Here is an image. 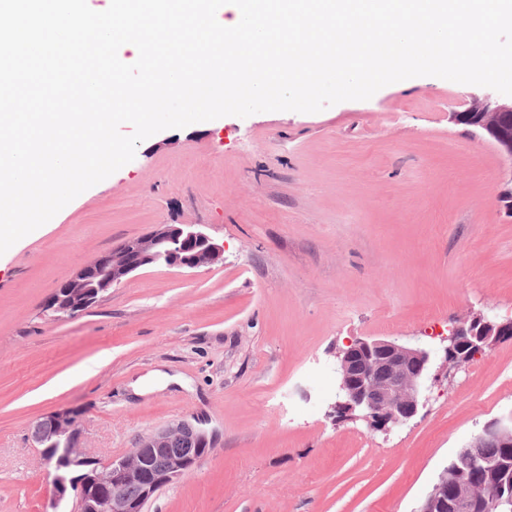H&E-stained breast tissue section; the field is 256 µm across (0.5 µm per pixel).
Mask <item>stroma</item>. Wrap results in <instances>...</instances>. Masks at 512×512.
I'll return each instance as SVG.
<instances>
[{
	"instance_id": "stroma-1",
	"label": "stroma",
	"mask_w": 512,
	"mask_h": 512,
	"mask_svg": "<svg viewBox=\"0 0 512 512\" xmlns=\"http://www.w3.org/2000/svg\"><path fill=\"white\" fill-rule=\"evenodd\" d=\"M489 93L421 76L163 130L0 255V512H54L29 429L61 409L102 460L204 419L213 446L144 512H417L512 413V339L387 433L329 417L335 353L384 338L439 356L455 321L512 316V165L453 119ZM159 224L201 225L223 262L146 267L74 317L48 310L85 261Z\"/></svg>"
}]
</instances>
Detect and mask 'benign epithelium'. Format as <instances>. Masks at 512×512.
<instances>
[{
    "label": "benign epithelium",
    "mask_w": 512,
    "mask_h": 512,
    "mask_svg": "<svg viewBox=\"0 0 512 512\" xmlns=\"http://www.w3.org/2000/svg\"><path fill=\"white\" fill-rule=\"evenodd\" d=\"M454 119L482 131L512 162V100H475L454 113ZM224 262V245L216 242L197 224H159L150 233L130 239L107 253L86 261L69 279L58 285L48 308L58 317H73L92 306L114 285L133 272L150 265L196 269ZM512 332V318L498 321L485 315L459 322L447 336V346L439 370L432 371V351L395 341L358 338L336 354L339 377L338 396L331 415L339 422H365L369 428L388 432L413 420L425 402L422 393L427 381H439L441 374L462 368L465 356L477 354ZM33 442L42 448L44 465L55 475L50 494L54 505L65 498L68 487L76 486L75 512H143L167 485L190 474L209 445L206 433L182 422L139 440L127 455L98 463L91 475L76 483L69 477L90 461L77 448V427L72 413L60 410L38 421L31 430ZM187 438L196 447L175 451L173 444ZM487 442L512 445V416L494 418L470 446L461 449L456 464L439 475L418 512H476L507 506L512 512V496L502 491L491 495L485 485L460 482L456 470L479 468L493 471L502 462L479 458L472 449ZM166 459L160 471L151 468L155 458ZM131 485L141 488L135 500L128 496Z\"/></svg>",
    "instance_id": "7a95c632"
}]
</instances>
